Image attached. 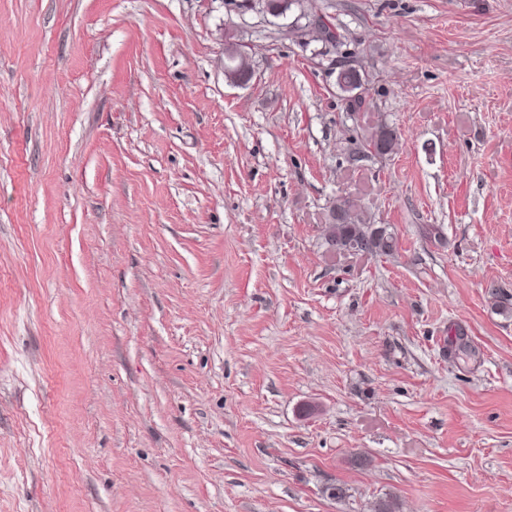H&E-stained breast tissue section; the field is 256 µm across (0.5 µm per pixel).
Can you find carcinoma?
Listing matches in <instances>:
<instances>
[{
    "instance_id": "carcinoma-1",
    "label": "carcinoma",
    "mask_w": 512,
    "mask_h": 512,
    "mask_svg": "<svg viewBox=\"0 0 512 512\" xmlns=\"http://www.w3.org/2000/svg\"><path fill=\"white\" fill-rule=\"evenodd\" d=\"M263 10L274 17L286 15L293 9L300 11V17L307 19L302 26H296L292 33L301 38L313 41L335 43L339 35L318 14L308 15L304 11L303 0H265L261 4ZM251 67L248 54L235 41L227 40L224 43V76L230 77ZM336 84L345 93L360 88L361 76L357 69L349 68L343 75H337ZM362 146L374 151L377 155H388L398 146V135L395 129L384 123L378 124L364 137ZM329 228L325 235V242L329 250L342 253L344 249H352L353 254L390 253L393 251L394 237L381 227L374 232L375 225L363 221L358 212L357 203L349 198L338 200L331 206L328 215Z\"/></svg>"
}]
</instances>
